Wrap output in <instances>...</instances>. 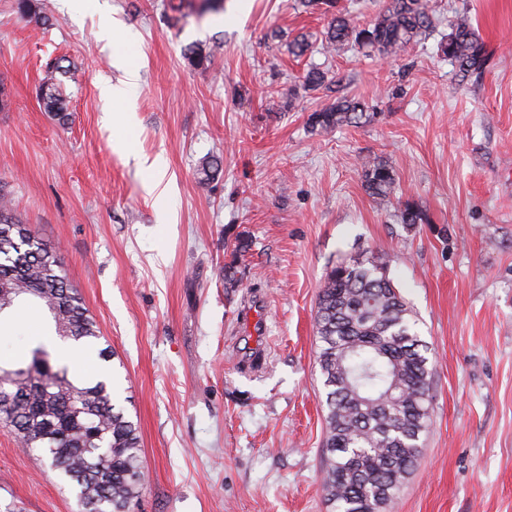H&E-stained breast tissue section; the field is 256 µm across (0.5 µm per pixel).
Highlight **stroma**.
I'll return each mask as SVG.
<instances>
[{
    "instance_id": "1",
    "label": "stroma",
    "mask_w": 512,
    "mask_h": 512,
    "mask_svg": "<svg viewBox=\"0 0 512 512\" xmlns=\"http://www.w3.org/2000/svg\"><path fill=\"white\" fill-rule=\"evenodd\" d=\"M198 2L33 0L30 15L0 0V196L55 246L114 352L147 475L133 512H332L318 294L332 267L374 255L430 348V424L390 512H512V0H428L432 28L389 57L328 47L329 15L302 0ZM462 15L487 53L464 82L440 48ZM61 57L63 123L38 96ZM105 80L127 87L109 108ZM343 97L370 119L311 130ZM158 156L152 191L141 161ZM368 157L392 169L390 201L368 194ZM409 202L424 223L402 222ZM38 341L57 342L45 314L16 309L0 360ZM0 512H81L2 428ZM251 243L247 236L240 234L236 237L234 247L232 249L233 259L224 265V285L228 288H235L239 285L237 274V261L250 249Z\"/></svg>"
}]
</instances>
